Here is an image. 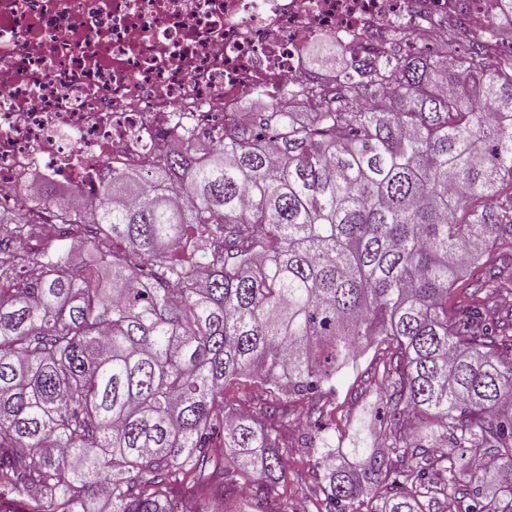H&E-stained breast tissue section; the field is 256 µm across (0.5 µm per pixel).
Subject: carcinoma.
Returning <instances> with one entry per match:
<instances>
[{
    "label": "carcinoma",
    "mask_w": 512,
    "mask_h": 512,
    "mask_svg": "<svg viewBox=\"0 0 512 512\" xmlns=\"http://www.w3.org/2000/svg\"><path fill=\"white\" fill-rule=\"evenodd\" d=\"M422 53L351 63L224 141L179 145L104 180L41 244L33 214L0 213V512H171L235 493L208 470L215 436L260 501L288 460L287 399L310 401L326 512H433L460 448L474 486L454 512H512V52L447 27ZM389 95L362 104L357 77ZM482 270L455 284L466 266ZM499 295L507 307H491ZM374 349L387 411L359 474L320 420L336 374ZM252 381V411L224 401Z\"/></svg>",
    "instance_id": "cac0c4a2"
}]
</instances>
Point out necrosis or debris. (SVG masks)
Here are the masks:
<instances>
[{
    "label": "necrosis or debris",
    "instance_id": "4bbe7bcc",
    "mask_svg": "<svg viewBox=\"0 0 512 512\" xmlns=\"http://www.w3.org/2000/svg\"><path fill=\"white\" fill-rule=\"evenodd\" d=\"M495 0H0V209L44 182L80 208L111 171L150 173L178 144L224 139L247 97L276 104L311 82L307 49L355 60L397 25L487 28ZM309 51V62L321 57H329L331 60L336 59L339 63L346 62L349 57L346 56L341 47L332 40H319ZM344 64V63H343Z\"/></svg>",
    "mask_w": 512,
    "mask_h": 512
}]
</instances>
